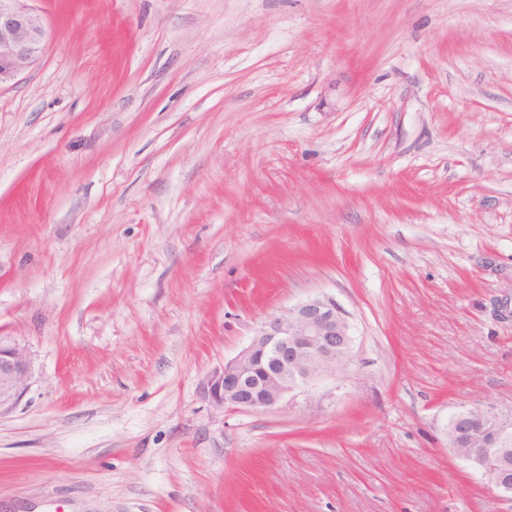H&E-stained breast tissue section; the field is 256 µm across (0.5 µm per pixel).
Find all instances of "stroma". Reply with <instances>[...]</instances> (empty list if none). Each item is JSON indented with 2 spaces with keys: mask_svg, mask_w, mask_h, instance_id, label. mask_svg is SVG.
<instances>
[{
  "mask_svg": "<svg viewBox=\"0 0 512 512\" xmlns=\"http://www.w3.org/2000/svg\"><path fill=\"white\" fill-rule=\"evenodd\" d=\"M0 85V512H512L448 446L512 409V0H27ZM332 297L346 374L204 377ZM26 1L0 0V85L24 71L43 47V22ZM31 360L27 347L0 336V409L16 405L28 388Z\"/></svg>",
  "mask_w": 512,
  "mask_h": 512,
  "instance_id": "stroma-1",
  "label": "stroma"
}]
</instances>
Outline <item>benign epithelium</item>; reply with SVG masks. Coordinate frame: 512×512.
Segmentation results:
<instances>
[{
	"label": "benign epithelium",
	"instance_id": "benign-epithelium-1",
	"mask_svg": "<svg viewBox=\"0 0 512 512\" xmlns=\"http://www.w3.org/2000/svg\"><path fill=\"white\" fill-rule=\"evenodd\" d=\"M45 28L24 0H0V85L13 80L41 52ZM351 325L330 297H313L269 317L250 343L207 375L202 389L218 408L273 410L294 391L346 372L353 361ZM27 347L0 337V409L16 405L28 388ZM448 445L471 463L491 490L512 500V411L470 408L451 416Z\"/></svg>",
	"mask_w": 512,
	"mask_h": 512
}]
</instances>
